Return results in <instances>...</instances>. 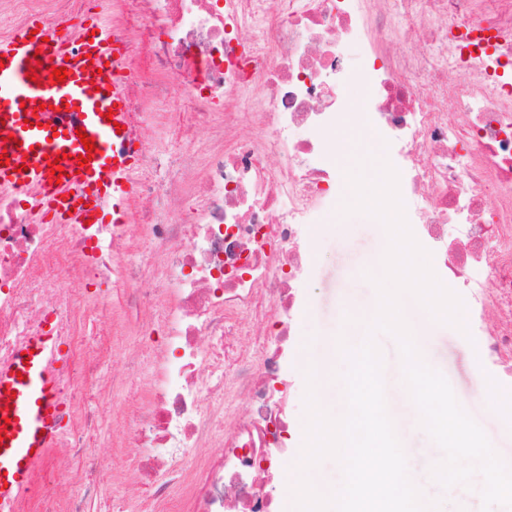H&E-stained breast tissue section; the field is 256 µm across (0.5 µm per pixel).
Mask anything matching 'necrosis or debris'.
Masks as SVG:
<instances>
[{
	"mask_svg": "<svg viewBox=\"0 0 512 512\" xmlns=\"http://www.w3.org/2000/svg\"><path fill=\"white\" fill-rule=\"evenodd\" d=\"M81 0H0L15 26L75 29ZM140 168H156L141 112L176 173L145 183L126 223L56 224L40 190L0 186V364L33 336L64 347L59 432L17 512H113L92 473L96 404L121 382L141 399L127 459L153 512H275L263 479L293 422L282 381L287 315L331 215L334 133L360 92L363 125L442 278L465 289L485 356L512 376V0H114ZM248 101L240 112L239 101ZM210 149H192L198 127ZM149 250L130 258L139 239ZM101 282L111 295L92 294ZM167 332L148 378L115 380L87 335ZM156 321V322H157ZM249 414H241L239 401ZM173 106V100L171 99H159L152 101L143 111V121L149 129L150 133V146L157 158L161 161L162 165L158 168L160 174L169 173L172 171V167L167 166L166 161L172 152L170 145L165 143L158 134L153 133L156 131V124L161 112L171 109Z\"/></svg>",
	"mask_w": 512,
	"mask_h": 512,
	"instance_id": "1",
	"label": "necrosis or debris"
}]
</instances>
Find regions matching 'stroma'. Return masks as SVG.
<instances>
[{"label":"stroma","instance_id":"stroma-1","mask_svg":"<svg viewBox=\"0 0 512 512\" xmlns=\"http://www.w3.org/2000/svg\"><path fill=\"white\" fill-rule=\"evenodd\" d=\"M381 229L375 219L354 215L340 224L329 221L324 232L314 239L313 260L301 279L302 304L293 318L297 342H308L309 348L294 350L285 372L292 392L289 414L297 422L305 420L304 394L310 366L328 355L350 312L377 302V292L365 273L382 249ZM161 340L158 332L146 339L116 331L108 338L117 352L116 364H123L126 356H134L144 375L151 368L150 349ZM377 341L384 356L383 383L388 390L387 399L404 424L399 439L410 475L427 500L438 502V512H481L480 497H469L467 488L462 486L443 488L432 478L428 452L435 444L401 397L402 366L397 344L387 335L378 336ZM425 342L434 358L435 369L449 382L462 407L483 428L496 451L511 463L512 431L507 424L512 421V407L490 406L483 392L512 390V379H504L499 367L483 356L480 345L458 335L455 327L427 329ZM136 398V388L123 386L111 404L100 411V439L113 456L130 453L129 448L123 447L117 431V415L130 409Z\"/></svg>","mask_w":512,"mask_h":512}]
</instances>
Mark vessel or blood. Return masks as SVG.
Returning a JSON list of instances; mask_svg holds the SVG:
<instances>
[{"label": "vessel or blood", "mask_w": 512, "mask_h": 512, "mask_svg": "<svg viewBox=\"0 0 512 512\" xmlns=\"http://www.w3.org/2000/svg\"><path fill=\"white\" fill-rule=\"evenodd\" d=\"M126 48L102 22L77 34L59 33L31 21L0 40V184L45 192V206L58 224L82 218L111 217L124 223L136 192L139 145L125 123L127 101L122 82ZM66 68L65 83H53V68ZM37 80H30L29 69ZM95 150L86 165L81 136ZM63 155L64 174L52 179L50 158ZM31 356L15 355L0 367V408L11 420L0 428V512H15L32 474L55 434L56 378L60 349L52 337H33Z\"/></svg>", "instance_id": "b4317fda"}]
</instances>
